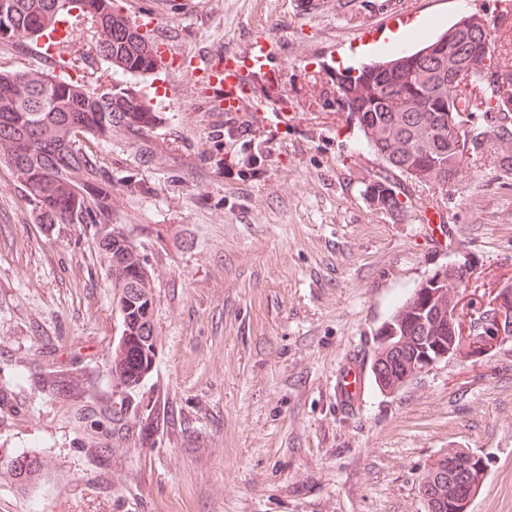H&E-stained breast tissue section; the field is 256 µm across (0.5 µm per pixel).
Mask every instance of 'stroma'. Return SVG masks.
<instances>
[{"label": "stroma", "instance_id": "1", "mask_svg": "<svg viewBox=\"0 0 512 512\" xmlns=\"http://www.w3.org/2000/svg\"><path fill=\"white\" fill-rule=\"evenodd\" d=\"M379 0H117L152 13L178 65L126 77L160 121L144 160L124 141L85 140L112 173V220L153 274L157 358L141 386L115 391L121 334L112 285L89 228L39 224L0 166V460L32 454L53 475L20 492L0 470V512H427L428 464L461 450L485 461L468 512H512V336L418 372L392 393L367 383L336 404V373L371 366L375 333L436 269L456 265L472 291L512 286V171L499 145L471 156L457 183L392 175L406 209L375 206L382 168L333 101L336 66L383 57L397 35ZM498 0H406L415 27L436 34L460 16L494 36L512 22ZM67 75L107 85L111 65L87 20L71 17ZM257 33L278 46L282 87L257 83L237 115L262 174L240 177L248 152L224 143V121L189 60L240 50ZM0 70L54 72L35 42H0ZM80 374L70 399L43 390L45 372ZM125 402L165 421L148 443L93 420Z\"/></svg>", "mask_w": 512, "mask_h": 512}]
</instances>
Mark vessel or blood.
Returning <instances> with one entry per match:
<instances>
[{
    "instance_id": "b4317fda",
    "label": "vessel or blood",
    "mask_w": 512,
    "mask_h": 512,
    "mask_svg": "<svg viewBox=\"0 0 512 512\" xmlns=\"http://www.w3.org/2000/svg\"><path fill=\"white\" fill-rule=\"evenodd\" d=\"M274 53V41L259 34L243 50L210 52L197 57L191 75L197 83L215 90V111L234 114L244 107L255 74H265L277 82L283 80V70L271 66ZM365 387V372L360 362H347L336 375L337 404L346 407L356 404Z\"/></svg>"
}]
</instances>
